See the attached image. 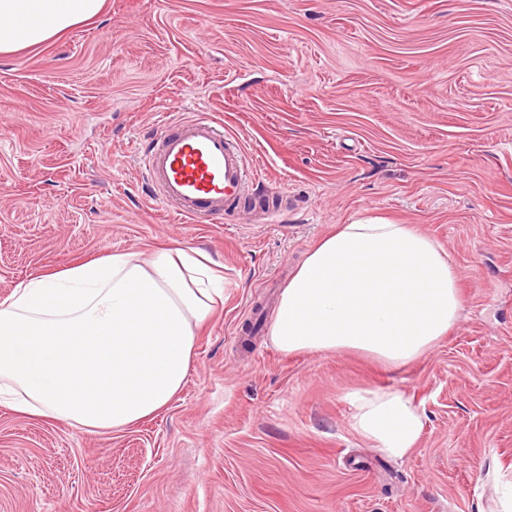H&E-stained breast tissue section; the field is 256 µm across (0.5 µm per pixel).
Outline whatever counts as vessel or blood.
Here are the masks:
<instances>
[{
	"mask_svg": "<svg viewBox=\"0 0 512 512\" xmlns=\"http://www.w3.org/2000/svg\"><path fill=\"white\" fill-rule=\"evenodd\" d=\"M141 153L155 200L193 224L235 213L248 198L272 224L287 200L282 192L258 195L260 181L241 141L204 113L169 122Z\"/></svg>",
	"mask_w": 512,
	"mask_h": 512,
	"instance_id": "b4317fda",
	"label": "vessel or blood"
}]
</instances>
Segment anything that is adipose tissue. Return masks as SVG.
I'll list each match as a JSON object with an SVG mask.
<instances>
[{"mask_svg": "<svg viewBox=\"0 0 512 512\" xmlns=\"http://www.w3.org/2000/svg\"><path fill=\"white\" fill-rule=\"evenodd\" d=\"M103 0H0V55L45 44ZM462 272L434 239L379 217L337 225L281 292L269 337L279 351L357 350L417 361L461 319ZM224 299L216 262L192 247L149 259L114 252L40 275L0 300V401L96 434L154 417L195 364L197 330ZM352 429L404 458L423 428L400 391L352 394Z\"/></svg>", "mask_w": 512, "mask_h": 512, "instance_id": "obj_1", "label": "adipose tissue"}]
</instances>
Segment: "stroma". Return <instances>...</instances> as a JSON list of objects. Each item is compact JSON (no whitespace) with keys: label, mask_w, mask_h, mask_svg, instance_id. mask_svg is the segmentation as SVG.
<instances>
[{"label":"stroma","mask_w":512,"mask_h":512,"mask_svg":"<svg viewBox=\"0 0 512 512\" xmlns=\"http://www.w3.org/2000/svg\"><path fill=\"white\" fill-rule=\"evenodd\" d=\"M238 136L279 223L192 224L149 199L139 152L172 105ZM415 224L462 271L461 321L405 367L285 354L252 314L335 225ZM204 250L224 303L157 416L81 429L0 404V512H483L512 471V0H104L0 56V299L115 251ZM405 394L406 457L350 426ZM351 428L393 458H404L423 428L417 407L400 391L365 389L351 395Z\"/></svg>","instance_id":"1"}]
</instances>
